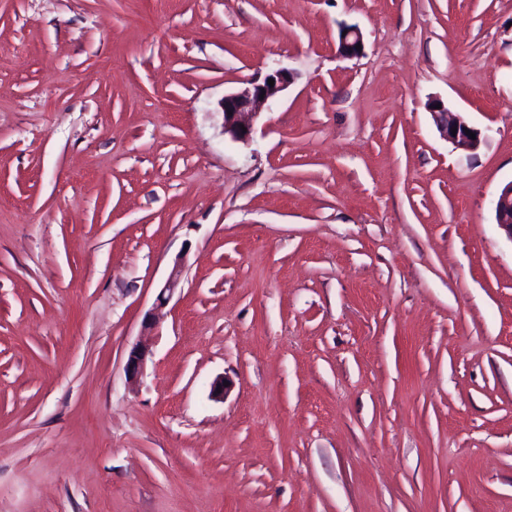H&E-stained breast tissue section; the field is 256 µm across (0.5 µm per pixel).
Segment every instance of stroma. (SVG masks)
Returning a JSON list of instances; mask_svg holds the SVG:
<instances>
[{"label": "stroma", "mask_w": 512, "mask_h": 512, "mask_svg": "<svg viewBox=\"0 0 512 512\" xmlns=\"http://www.w3.org/2000/svg\"><path fill=\"white\" fill-rule=\"evenodd\" d=\"M511 181L512 0H0V512H512ZM268 79H274V86L268 84ZM293 81V73L286 68L271 70L262 78L251 80L247 86L229 94H225L221 107L223 111L224 135L235 141L247 142L253 133V120L261 112L259 110L267 103L275 100ZM265 90L263 99H260ZM232 112V115H229ZM244 125L246 132H243ZM436 104H441V108L436 109ZM428 108L436 128L444 139L464 149H476L479 146L481 131L471 126L459 112H451L441 101L429 103ZM454 127H457L456 134H452ZM466 130L475 133L476 139L467 135ZM495 223L512 242V181L505 184L494 200ZM147 354V349L140 343L130 349L125 365L126 379L130 385L134 386L139 382Z\"/></svg>", "instance_id": "1"}]
</instances>
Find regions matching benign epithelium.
<instances>
[{
	"label": "benign epithelium",
	"mask_w": 512,
	"mask_h": 512,
	"mask_svg": "<svg viewBox=\"0 0 512 512\" xmlns=\"http://www.w3.org/2000/svg\"><path fill=\"white\" fill-rule=\"evenodd\" d=\"M363 44L359 29L343 30L339 37L338 52L343 57H353L361 53L357 46ZM274 80L269 85L268 80ZM293 81V73L286 68L274 69L263 77L251 80L247 86L224 95L221 102L223 111L224 134L235 141L247 142L253 133V120L259 115V110L267 103L275 100ZM430 114L440 135L464 149H475L481 142V131L471 126L458 112H452L446 106L436 108V102L428 104ZM475 137H470L467 132ZM495 224L503 231L505 237L512 242V182L505 184L494 200ZM180 282V270L174 269L160 289L155 303V309L166 305ZM148 351L140 343L135 344L129 351L125 365L127 382L134 386L141 376Z\"/></svg>",
	"instance_id": "7a95c632"
}]
</instances>
